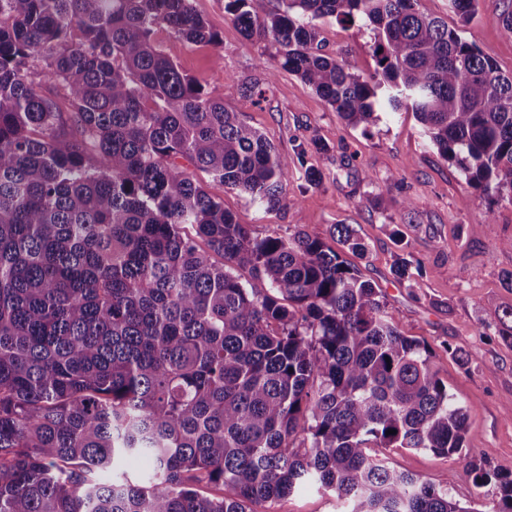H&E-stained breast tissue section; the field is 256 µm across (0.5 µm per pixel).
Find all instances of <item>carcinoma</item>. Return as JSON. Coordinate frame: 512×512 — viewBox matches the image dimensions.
I'll list each match as a JSON object with an SVG mask.
<instances>
[{"label":"carcinoma","mask_w":512,"mask_h":512,"mask_svg":"<svg viewBox=\"0 0 512 512\" xmlns=\"http://www.w3.org/2000/svg\"><path fill=\"white\" fill-rule=\"evenodd\" d=\"M450 3L464 25L486 6ZM257 4H225L275 49L244 93L282 69L365 131L411 111L473 189L512 202V75L461 29L417 0ZM325 18L371 29L373 73L326 50ZM159 28L221 42L191 0H0V512H266L313 484L347 512H512V478L480 464L467 503L389 465L390 448L461 455L466 408L356 267L299 226L256 234L207 189L297 206L288 156ZM394 273L413 288L422 269ZM135 456L154 478L102 480Z\"/></svg>","instance_id":"cac0c4a2"}]
</instances>
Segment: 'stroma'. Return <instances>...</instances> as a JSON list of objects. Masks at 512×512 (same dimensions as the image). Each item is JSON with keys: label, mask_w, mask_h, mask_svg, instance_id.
Segmentation results:
<instances>
[{"label": "stroma", "mask_w": 512, "mask_h": 512, "mask_svg": "<svg viewBox=\"0 0 512 512\" xmlns=\"http://www.w3.org/2000/svg\"><path fill=\"white\" fill-rule=\"evenodd\" d=\"M225 0H192L222 39L220 46H194L158 30L155 41L179 68L197 79L228 111L259 129L278 150L292 155L306 148L288 180L287 195L297 207L267 210L240 192L223 193L225 209L260 235H280L302 226L330 248L336 224L351 225L366 243L352 262L382 288L388 310L403 335L433 354L439 377L469 412L466 448L448 458L424 450L395 449L389 460L397 470L447 482L456 498L472 497L469 462L512 476V340L500 336L503 311L512 308V203L480 196L459 170L445 161L424 136L413 112L385 117L370 129L347 126L299 77L277 71L264 100L242 95V81L259 76L268 60V43L247 39L225 11ZM420 11L462 27L464 37L512 73V39L501 30L494 6L460 26L448 0H417ZM321 36L329 51L352 73L368 76L375 68L372 33L361 25L326 19ZM316 168L321 185L307 182ZM390 191H383L384 182ZM478 225L468 238V225ZM402 227L404 241L390 237ZM418 262L423 274L408 288L394 278L398 256ZM275 512H344L331 493L309 488L278 501Z\"/></svg>", "instance_id": "obj_1"}]
</instances>
